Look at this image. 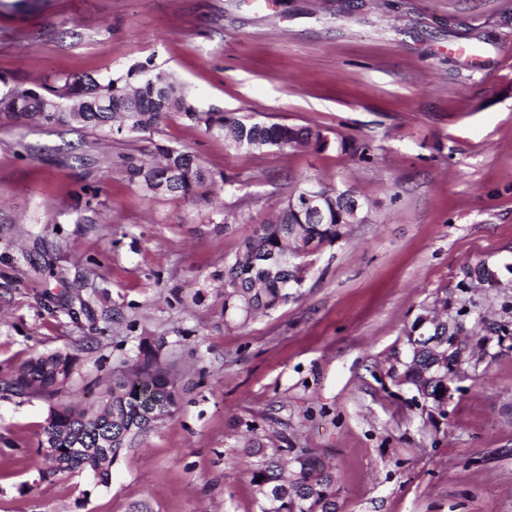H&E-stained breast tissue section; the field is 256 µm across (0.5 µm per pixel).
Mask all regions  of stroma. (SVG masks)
<instances>
[{
    "label": "stroma",
    "instance_id": "obj_1",
    "mask_svg": "<svg viewBox=\"0 0 512 512\" xmlns=\"http://www.w3.org/2000/svg\"><path fill=\"white\" fill-rule=\"evenodd\" d=\"M16 2L0 0V93L149 59L200 108L326 142L235 151L175 114L118 142L0 123V376L74 355L61 398L84 405L160 339L181 393L106 486L47 471L52 400L0 398V512H259L253 435L331 461L340 512H512V349L441 416L388 376L439 298L512 326V0ZM158 143L233 186L145 194L122 159ZM308 179L363 195L366 222L313 256L295 299L225 325V260ZM479 263L499 287L472 286Z\"/></svg>",
    "mask_w": 512,
    "mask_h": 512
}]
</instances>
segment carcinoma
<instances>
[{
    "mask_svg": "<svg viewBox=\"0 0 512 512\" xmlns=\"http://www.w3.org/2000/svg\"><path fill=\"white\" fill-rule=\"evenodd\" d=\"M150 71L151 62L136 61L115 78L65 75L37 90L16 85L0 94V121L50 122L70 131L88 129L116 138L150 131L175 113L206 134L224 139L233 150H288L322 141L316 125L246 122L234 112L202 109L184 85ZM155 149L161 157L157 164L134 156L124 158L125 172L144 193L187 197L215 182L214 173L191 152L164 144ZM311 185L307 181L291 192L280 203L275 219L256 225L238 256L224 263L225 325H242L287 303L291 287L308 272L305 258L349 235L351 190L323 187L328 196L321 213L314 216L291 204V198H299ZM483 330L482 336L466 340L477 348L493 340L503 343L498 328ZM422 335L426 340H420ZM162 346L143 341L133 363L118 368L104 392L112 399V409L126 415L123 426H112V446L100 448L112 461L130 439L154 428L152 416L165 417L178 405L179 388L171 364L161 359ZM75 363L70 354L39 355L26 360L11 379L21 394L53 397L62 391L60 383L72 377ZM463 374L458 352L448 350V319L436 315L423 327L420 319L414 320L403 360L390 366V378L397 385L441 415L448 405V385ZM85 412L82 406L69 403L50 411L39 447L53 472L83 470V448L92 447L106 429L105 417L86 420ZM246 450L254 458L249 473L260 512H338L336 472L317 450L306 448L290 456L288 449L257 437L249 440Z\"/></svg>",
    "mask_w": 512,
    "mask_h": 512,
    "instance_id": "cac0c4a2",
    "label": "carcinoma"
}]
</instances>
